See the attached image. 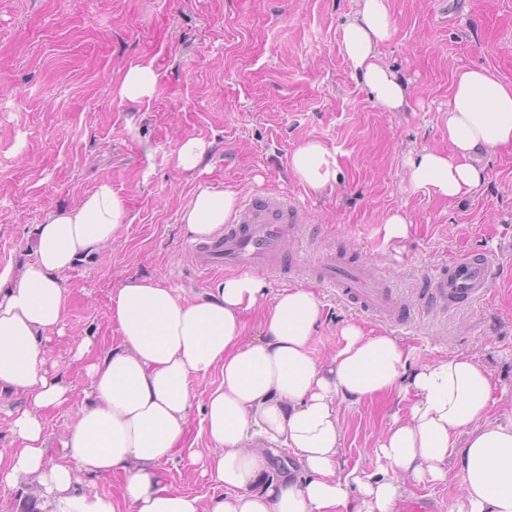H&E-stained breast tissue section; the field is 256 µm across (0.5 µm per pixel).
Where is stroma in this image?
Wrapping results in <instances>:
<instances>
[{"instance_id":"35a3bbf8","label":"stroma","mask_w":512,"mask_h":512,"mask_svg":"<svg viewBox=\"0 0 512 512\" xmlns=\"http://www.w3.org/2000/svg\"><path fill=\"white\" fill-rule=\"evenodd\" d=\"M393 33L383 62L408 85L412 109L381 111L341 51L355 0H0V262L33 259L34 228L53 210L79 203L101 181L125 198L129 220L111 245L67 271L71 290L63 336L49 357L73 389L48 418V458L85 404L88 379L72 361L75 340L96 352L118 340L110 291L132 277L162 278L187 298L215 293L224 280L198 278L193 237L181 212L198 187L235 195L281 191L308 215L285 251L299 265L287 281L265 278L266 293L314 290L323 317L318 357L335 350L354 321L396 336L412 361L477 357L498 384L492 419L512 423V152L484 153V185L460 201L412 188L409 153L448 145V100L458 71L485 67L512 81V0H387ZM155 64L154 95L121 101L114 86L140 60ZM200 137L210 152L194 174L174 165L182 141ZM309 140L336 150L341 180L328 195L307 193L290 171ZM410 220L390 239L384 214ZM494 250L485 301L448 313L421 311L417 295L449 259ZM366 266L414 306L397 331L360 314L308 274L327 255ZM407 402L390 398L342 406L345 469L382 471L379 435ZM165 485L209 498L212 488L181 459L159 466Z\"/></svg>"}]
</instances>
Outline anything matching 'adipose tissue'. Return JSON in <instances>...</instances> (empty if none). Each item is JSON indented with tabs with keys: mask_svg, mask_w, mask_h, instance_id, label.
Listing matches in <instances>:
<instances>
[{
	"mask_svg": "<svg viewBox=\"0 0 512 512\" xmlns=\"http://www.w3.org/2000/svg\"><path fill=\"white\" fill-rule=\"evenodd\" d=\"M391 31L386 0H357L341 50L376 106L405 112L408 87L380 55ZM156 84L153 61L140 62L124 72L116 93L138 103ZM497 148L512 150V81L486 68L461 70L448 102V146L410 154L408 181L461 199L484 184L480 158ZM290 168L315 194L331 192L340 174L335 149L317 140L294 150ZM234 206V193L201 187L181 220L207 240ZM127 215L125 199L101 182L36 225L34 258L24 269L0 263V395L24 398L7 411L18 446L0 451V482L36 480L33 512H403L408 483L446 480L452 465L463 474L458 512H512V424L489 417L495 382L475 357L415 366L393 337L348 323L335 351L319 359L315 293L292 287L270 299L264 282L247 275L226 278L203 299L184 297L160 278L133 277L114 289L109 319L120 341L97 358L91 339L76 343L88 403L61 442L60 461H47L46 416L69 400L47 350L63 332L64 274L111 243ZM255 310L260 331L249 339L246 316ZM212 374L219 381L204 402L198 435L207 446L199 449L187 435L192 382ZM394 396L409 408L393 414L377 439L386 469L368 479L343 470L341 405ZM271 443L296 457L303 478L274 469ZM177 455L200 468L218 495L205 501L164 486L158 467ZM115 474L124 477L119 499L83 485Z\"/></svg>",
	"mask_w": 512,
	"mask_h": 512,
	"instance_id": "adipose-tissue-1",
	"label": "adipose tissue"
}]
</instances>
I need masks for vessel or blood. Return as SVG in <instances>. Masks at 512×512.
Instances as JSON below:
<instances>
[{"instance_id":"b4317fda","label":"vessel or blood","mask_w":512,"mask_h":512,"mask_svg":"<svg viewBox=\"0 0 512 512\" xmlns=\"http://www.w3.org/2000/svg\"><path fill=\"white\" fill-rule=\"evenodd\" d=\"M307 215L288 194L268 191L241 196L231 220L216 239L191 245L196 270L210 275L222 270L253 272L280 277L283 272L284 244L296 237L299 224ZM496 255L494 251L465 254L441 266L428 280L421 304L442 312L459 303L484 299L491 284ZM316 280L334 288L348 305L363 314L394 322L393 293L386 285H373L347 265L327 257L316 266Z\"/></svg>"}]
</instances>
